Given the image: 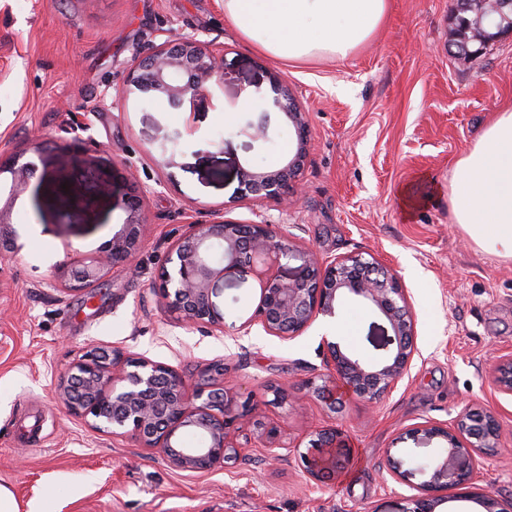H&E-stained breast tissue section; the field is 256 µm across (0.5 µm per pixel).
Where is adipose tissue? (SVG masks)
Returning a JSON list of instances; mask_svg holds the SVG:
<instances>
[{
  "instance_id": "adipose-tissue-1",
  "label": "adipose tissue",
  "mask_w": 512,
  "mask_h": 512,
  "mask_svg": "<svg viewBox=\"0 0 512 512\" xmlns=\"http://www.w3.org/2000/svg\"><path fill=\"white\" fill-rule=\"evenodd\" d=\"M387 0H224V17L251 44L288 60L344 59L380 29ZM451 210L470 241L512 259V107L495 113L458 158Z\"/></svg>"
}]
</instances>
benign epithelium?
<instances>
[{
  "label": "benign epithelium",
  "mask_w": 512,
  "mask_h": 512,
  "mask_svg": "<svg viewBox=\"0 0 512 512\" xmlns=\"http://www.w3.org/2000/svg\"><path fill=\"white\" fill-rule=\"evenodd\" d=\"M462 11L473 18L464 19L460 27L465 39L455 51L460 61H468L498 39L512 35V0H466ZM223 55L224 50L205 47L193 38H179L175 43L168 39L138 64L122 93H150L180 107L209 90ZM276 105L295 128V151L280 167L243 171L239 194L288 206L297 193L306 155L308 121L289 90H282ZM29 171L27 165L0 166V174L11 173L19 192L26 186ZM127 210L124 229L112 237L107 249L64 275L68 290L82 291L93 286L105 269L128 265L143 236L145 221L137 196L128 198ZM283 258L295 262L285 280L269 274V263ZM234 266L253 268L259 280L258 302L245 325L247 331L258 325L269 336L291 339L318 317H335L336 308L345 301L382 320L380 324L372 322L367 336L382 352L378 359L364 362L340 342L324 336L321 348L327 376L318 382L308 381L296 395L274 388V400L294 403L312 398L336 413L345 404L336 392V383L350 396L376 400L408 374L416 353L412 308L391 269L360 255L323 259L313 250L293 244L263 217L248 224L224 219L189 224L169 250L154 292L184 326L222 332L224 308L217 299L224 295L225 271ZM206 373L207 382L191 389L167 364L146 356H125L118 349H93L67 368L59 391L68 413L91 418L92 428L114 435L130 433L174 467L204 472L239 459L240 451L231 440V434L239 429L253 428L262 442L275 439L280 432L279 426L253 418L251 405L235 404L224 387V366H212ZM494 387L512 395V354L500 357ZM498 434L497 417L481 408L464 410L449 425L426 421L410 430L407 437L436 443L437 453L427 468L417 471L425 479L419 484V495L410 499V507L403 512H436L447 499L445 492L468 489L478 454L497 447ZM348 452L341 430H319L300 460L310 478L325 482L336 478ZM417 472L404 470L401 462L390 459L382 481L401 483ZM478 502L485 512H512V500L505 503L491 493L480 496Z\"/></svg>",
  "instance_id": "obj_1"
}]
</instances>
